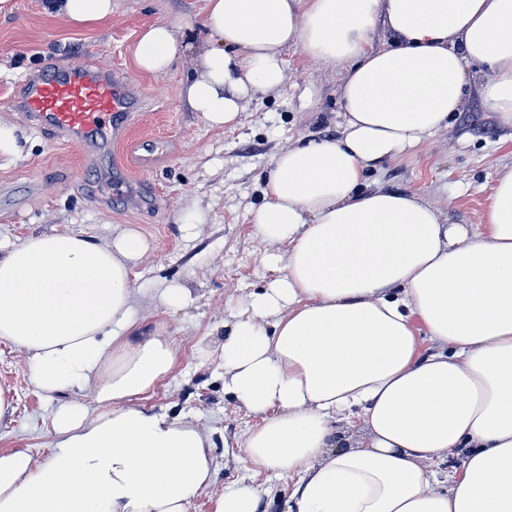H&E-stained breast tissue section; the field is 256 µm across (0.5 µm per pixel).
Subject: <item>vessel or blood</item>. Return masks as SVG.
<instances>
[{
	"mask_svg": "<svg viewBox=\"0 0 512 512\" xmlns=\"http://www.w3.org/2000/svg\"><path fill=\"white\" fill-rule=\"evenodd\" d=\"M13 104L31 129L80 146L87 166L96 167L109 161L112 140L137 112L140 98L117 69L86 57L53 56L21 80ZM97 194L114 203L129 201L124 171L114 170Z\"/></svg>",
	"mask_w": 512,
	"mask_h": 512,
	"instance_id": "vessel-or-blood-1",
	"label": "vessel or blood"
}]
</instances>
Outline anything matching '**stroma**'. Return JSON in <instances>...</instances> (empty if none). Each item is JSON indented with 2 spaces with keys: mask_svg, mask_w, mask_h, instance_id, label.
<instances>
[{
  "mask_svg": "<svg viewBox=\"0 0 512 512\" xmlns=\"http://www.w3.org/2000/svg\"><path fill=\"white\" fill-rule=\"evenodd\" d=\"M204 8L205 0H112L111 20L89 30L49 13L44 0H8L0 11V118L27 139L22 157L0 160V245L52 231L108 239L133 227L146 237L149 249L131 274L139 313L146 330L170 339L177 360L143 404L196 420L214 442V481L194 497L191 512H213L214 498L241 483L266 502L286 499L296 482L255 468L231 446L261 419L224 393V324L276 276L252 222L270 162L298 141L338 137L342 121L338 68L295 49L284 55L283 85L257 92L237 121L221 128L209 127L178 96L187 65L159 76L137 70L141 29L167 23L181 34L197 32ZM56 54L119 67L140 89L145 108L113 143L112 161L126 168L135 193L147 196L141 208L95 200L99 174L85 168L80 147L36 134L13 107L20 79ZM146 137L164 145L148 168L135 149ZM511 162L512 127L473 96L448 129L369 170L365 182L426 197L452 222L479 224L495 170ZM172 283L190 288L191 303L172 309L160 301V289ZM0 389L16 407L12 421L0 425V452L27 448L45 456L63 396L38 393L24 354L3 344Z\"/></svg>",
  "mask_w": 512,
  "mask_h": 512,
  "instance_id": "1",
  "label": "stroma"
}]
</instances>
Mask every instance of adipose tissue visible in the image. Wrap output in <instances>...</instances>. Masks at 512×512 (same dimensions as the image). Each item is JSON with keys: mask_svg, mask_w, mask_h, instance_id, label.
Wrapping results in <instances>:
<instances>
[{"mask_svg": "<svg viewBox=\"0 0 512 512\" xmlns=\"http://www.w3.org/2000/svg\"><path fill=\"white\" fill-rule=\"evenodd\" d=\"M47 9L86 28L112 0ZM380 22L396 41L376 49ZM203 26L213 45L194 57L172 27L145 28L134 62L159 74L192 58L179 96L210 126L280 86L287 49L342 74L340 137L276 155L254 214L278 275L222 346L225 394L261 419L237 448L297 475L284 512H512V164L476 226L360 188L448 127L472 68L483 106L512 126V0H206ZM146 250L127 228L0 254V343L25 353L38 392L72 395L45 458L0 452V512H191L209 487V434L138 404L176 361L136 305ZM353 415L361 432L344 435ZM461 450V468L432 470Z\"/></svg>", "mask_w": 512, "mask_h": 512, "instance_id": "ef3b65f1", "label": "adipose tissue"}]
</instances>
